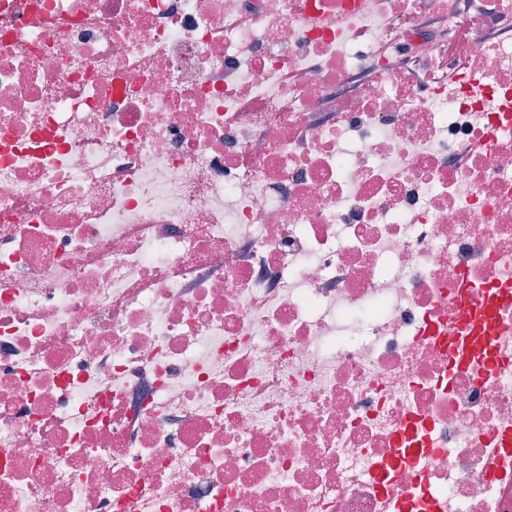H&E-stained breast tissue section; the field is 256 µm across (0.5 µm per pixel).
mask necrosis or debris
Masks as SVG:
<instances>
[{"label":"necrosis or debris","instance_id":"4bbe7bcc","mask_svg":"<svg viewBox=\"0 0 512 512\" xmlns=\"http://www.w3.org/2000/svg\"><path fill=\"white\" fill-rule=\"evenodd\" d=\"M512 0H0V512H512Z\"/></svg>","mask_w":512,"mask_h":512}]
</instances>
